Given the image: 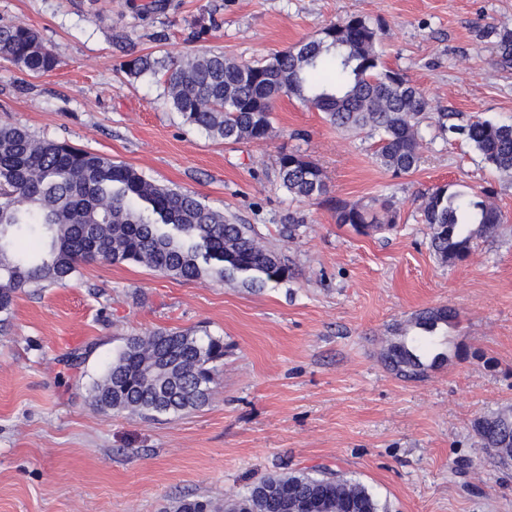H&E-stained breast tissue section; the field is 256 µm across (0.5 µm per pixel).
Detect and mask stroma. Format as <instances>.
Returning a JSON list of instances; mask_svg holds the SVG:
<instances>
[{
    "label": "stroma",
    "instance_id": "stroma-1",
    "mask_svg": "<svg viewBox=\"0 0 512 512\" xmlns=\"http://www.w3.org/2000/svg\"><path fill=\"white\" fill-rule=\"evenodd\" d=\"M350 15L379 28L384 65L430 99L410 174L378 166L368 132L293 98L277 102L270 140L213 139L170 110L161 81L124 71L139 55L205 47L253 62ZM10 22L61 64L30 76L0 60V122L198 193L251 225L290 275L259 289L94 262L21 295L0 335V512H167L185 495L220 504L259 476L318 465L386 512H512V468L475 431L512 413V177L459 132L478 118L512 124V66L490 33L512 27V0H0ZM289 152L318 163L324 197L282 187ZM448 183L492 190L504 216L463 261L438 259L419 220L422 194ZM375 197L395 204L392 229L337 223V202ZM429 307L456 313L448 360L398 378L381 358L390 328ZM158 328L223 337L210 404L155 420L97 409L92 380L128 337Z\"/></svg>",
    "mask_w": 512,
    "mask_h": 512
}]
</instances>
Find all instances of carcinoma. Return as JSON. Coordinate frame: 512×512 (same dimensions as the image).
I'll use <instances>...</instances> for the list:
<instances>
[{
	"label": "carcinoma",
	"mask_w": 512,
	"mask_h": 512,
	"mask_svg": "<svg viewBox=\"0 0 512 512\" xmlns=\"http://www.w3.org/2000/svg\"><path fill=\"white\" fill-rule=\"evenodd\" d=\"M499 37L502 63L512 66V29ZM379 31L360 16L324 27L319 36L250 63L200 49L178 57L143 55L125 64L132 79L158 76L166 103L184 124L224 142H265L279 99L295 98L325 115L336 128L368 129L379 136L376 162L394 175L421 159V118L430 100L408 78L386 68L376 45ZM0 58L43 75L59 60L22 22L0 25ZM465 139L495 171L512 176V125L477 119L461 127ZM282 186L292 196L317 200L327 193L321 168L295 153L278 158ZM421 221L442 261L463 260L478 236L496 234L503 221L491 201L437 186L423 196ZM388 200L336 203V222L379 231L396 223ZM478 228L473 229L471 225ZM0 332L16 298L31 287L63 286L84 264H140L184 281L216 278L248 288L288 279V263L262 245L248 224H234L194 192L159 184L132 166L65 142L38 139L26 128L0 124ZM453 313L419 311L411 325L422 335L390 340L383 362L396 376L416 380L446 357L425 350ZM224 340L192 329H157L130 336L112 357L89 395L102 410L143 418L175 416L207 405ZM483 447L503 467L512 466V415L496 414L477 426ZM298 499L279 493L288 489ZM318 502L325 512H384L359 482L329 467L266 475L224 501L223 512H305ZM173 512H215L212 502L184 497Z\"/></svg>",
	"instance_id": "1"
}]
</instances>
